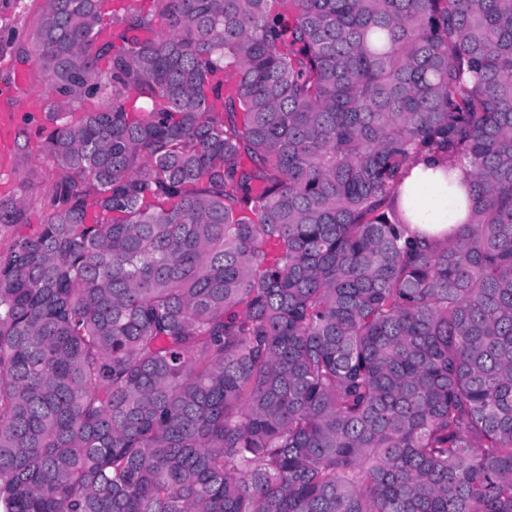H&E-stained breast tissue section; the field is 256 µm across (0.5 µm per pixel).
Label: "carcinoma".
<instances>
[{"instance_id": "carcinoma-1", "label": "carcinoma", "mask_w": 512, "mask_h": 512, "mask_svg": "<svg viewBox=\"0 0 512 512\" xmlns=\"http://www.w3.org/2000/svg\"><path fill=\"white\" fill-rule=\"evenodd\" d=\"M114 2L29 37L0 512H512V0ZM444 173L445 169L443 165L437 160L433 158H425L420 161L411 169L409 176L404 180L401 186L402 198L404 199L405 204H407L408 193L413 184L429 179L443 180ZM418 210L421 213L429 212V216H432L431 218H425V219H419L417 216V219L413 221L415 224H410L411 229L417 230L421 233H427V234H440L443 232H448V228L452 227L454 224L453 221L451 223H448V216L447 212L445 213L440 210V203L438 199L436 198H426L423 199L418 204Z\"/></svg>"}]
</instances>
